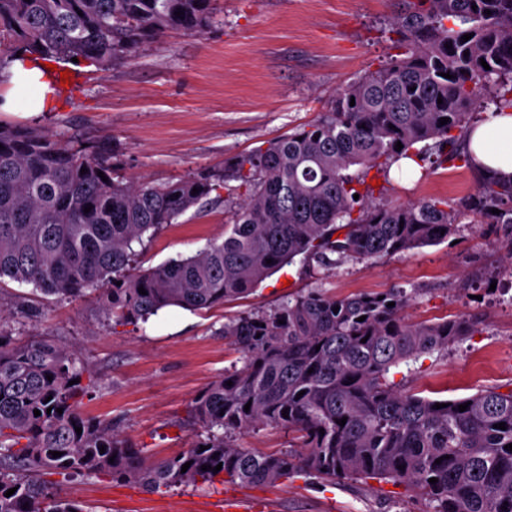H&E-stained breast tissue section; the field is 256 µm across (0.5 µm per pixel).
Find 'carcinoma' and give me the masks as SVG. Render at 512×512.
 I'll use <instances>...</instances> for the list:
<instances>
[{
	"label": "carcinoma",
	"instance_id": "cac0c4a2",
	"mask_svg": "<svg viewBox=\"0 0 512 512\" xmlns=\"http://www.w3.org/2000/svg\"><path fill=\"white\" fill-rule=\"evenodd\" d=\"M211 13L212 0H0V46L9 42L12 60L75 57L108 71L169 30L202 34ZM389 26V61L339 88L313 122L176 182L118 175L120 150L109 137L61 140L0 123V283L64 299L98 291L105 317L136 325L167 307L200 313L244 297L300 255L323 268L394 255L448 238L465 217L512 231V175L476 168L465 144L478 115L512 108V0H395ZM401 158L421 168L458 163L472 172L473 192L454 205L376 200L365 176ZM221 188L238 196L223 241L135 266L134 244L146 233ZM409 301L398 289L342 298L311 291L227 320L224 336L242 366L194 398L205 437L151 463L112 422L83 416L98 385L69 346L38 333L13 338L8 321L38 311L0 308V512H84L51 495L40 474L107 476L158 491L271 485L298 470L330 485L406 484L432 512H512V451L504 449L512 391L486 389L438 409L388 380L391 369L448 352L476 326L465 315L408 323ZM501 422L506 429L495 428ZM268 425L298 434L300 452L257 454L236 443L241 432Z\"/></svg>",
	"mask_w": 512,
	"mask_h": 512
}]
</instances>
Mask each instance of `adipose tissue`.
<instances>
[{
    "mask_svg": "<svg viewBox=\"0 0 512 512\" xmlns=\"http://www.w3.org/2000/svg\"><path fill=\"white\" fill-rule=\"evenodd\" d=\"M11 80L24 91L28 112L52 111L56 99L49 86L47 68L30 58L15 59L10 67ZM470 151L477 166L512 174V108L488 113L486 119L467 134Z\"/></svg>",
    "mask_w": 512,
    "mask_h": 512,
    "instance_id": "1",
    "label": "adipose tissue"
}]
</instances>
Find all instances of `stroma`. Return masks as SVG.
I'll return each instance as SVG.
<instances>
[{"label": "stroma", "instance_id": "1", "mask_svg": "<svg viewBox=\"0 0 512 512\" xmlns=\"http://www.w3.org/2000/svg\"><path fill=\"white\" fill-rule=\"evenodd\" d=\"M393 0H214L199 36L170 31L112 70L89 63L58 64L71 83L59 86L53 111L0 112V122L40 125L60 138L108 135L122 148L127 177L157 183L223 167L227 158L312 122L342 85L379 67L392 53L383 21ZM378 199L438 198L458 202L474 180L465 168L428 166L410 179L370 170ZM234 196L210 195L145 240L142 268L189 257L207 241L223 240ZM512 235L498 224L462 219L451 238L391 256L310 267L302 258L266 278L250 295L200 314L180 308L138 325L105 319L96 296L79 301L0 284V306L33 307L38 330L71 347L100 388L84 415L112 421L127 442L156 461L189 448L201 433L190 417L195 396L223 376L239 354L224 337L228 318L279 306L311 290L344 297L404 289L407 322H435L457 314L477 326L447 353L422 356L391 370L403 390L456 400L494 388L512 390V271L505 258ZM260 454L299 446L292 433L267 426L237 437ZM60 496L86 512H429L403 484L383 480L319 483L295 473L272 486L227 484L150 492L103 476L58 480Z\"/></svg>", "mask_w": 512, "mask_h": 512}]
</instances>
